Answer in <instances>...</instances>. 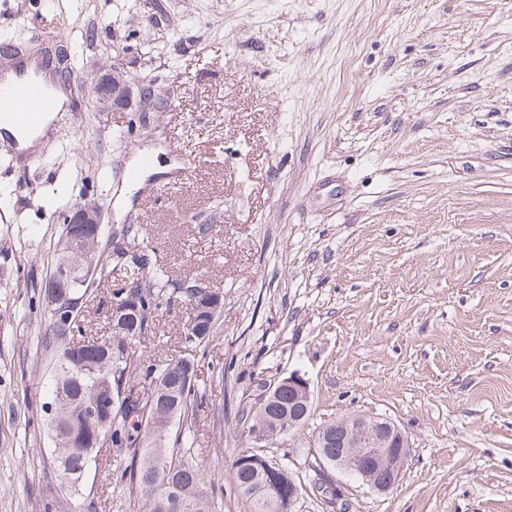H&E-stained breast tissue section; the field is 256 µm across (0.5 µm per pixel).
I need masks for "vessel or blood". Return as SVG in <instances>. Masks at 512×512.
<instances>
[{"instance_id":"vessel-or-blood-1","label":"vessel or blood","mask_w":512,"mask_h":512,"mask_svg":"<svg viewBox=\"0 0 512 512\" xmlns=\"http://www.w3.org/2000/svg\"><path fill=\"white\" fill-rule=\"evenodd\" d=\"M48 41V35L33 32L25 50L15 52L10 74H0V123H9L15 129L14 135L0 136V152L12 156L27 169L43 160L51 143L43 141L41 151L37 152L25 147V140L39 137L44 122H58L64 113L41 65Z\"/></svg>"}]
</instances>
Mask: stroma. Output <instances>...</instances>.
Returning a JSON list of instances; mask_svg holds the SVG:
<instances>
[{
    "mask_svg": "<svg viewBox=\"0 0 512 512\" xmlns=\"http://www.w3.org/2000/svg\"><path fill=\"white\" fill-rule=\"evenodd\" d=\"M36 26L75 61L73 103L43 165L0 154V512H83L39 380L41 288L89 201L223 298L211 343L187 347L183 304L136 345L196 357L205 402L173 430L222 512H248L240 401L293 372L309 427L373 412L411 438L388 492L330 471L351 512H512V0H0V38ZM112 64L169 108L101 110ZM173 142L195 178L143 197L126 170Z\"/></svg>",
    "mask_w": 512,
    "mask_h": 512,
    "instance_id": "obj_1",
    "label": "stroma"
}]
</instances>
